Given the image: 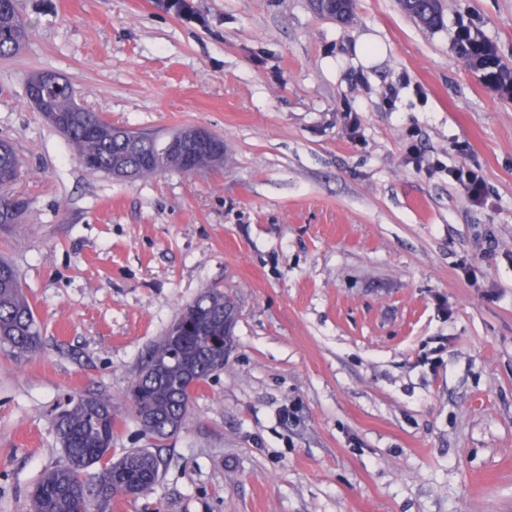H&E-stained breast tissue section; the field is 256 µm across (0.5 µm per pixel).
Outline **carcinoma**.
Returning <instances> with one entry per match:
<instances>
[{
  "label": "carcinoma",
  "instance_id": "obj_1",
  "mask_svg": "<svg viewBox=\"0 0 512 512\" xmlns=\"http://www.w3.org/2000/svg\"><path fill=\"white\" fill-rule=\"evenodd\" d=\"M400 6L416 23L435 28L443 19L441 0H402ZM30 31L19 15L15 0H0V55L18 50ZM46 119L74 146L80 164L91 172L120 176L124 165L140 177L167 169V148L154 138L135 131L136 147L112 137L113 126L95 112L81 111L72 88L51 96ZM224 156L198 149L196 172L223 165ZM0 168L21 173L22 162L14 147L0 142ZM23 203L0 195V224H16ZM197 317L177 321L151 348L147 360L157 372H139L129 393L144 434L163 439L176 433L187 418L195 389L212 373L224 368V348L214 340L233 342L224 336V311L235 304L218 288L205 290L196 300ZM40 329L15 267L0 260V343L19 357L36 351ZM56 435L63 451L31 493V512H92L97 491L149 492L160 476L159 456L148 448H130L112 456L117 415L104 397L70 396L55 409ZM100 465L98 471L87 470Z\"/></svg>",
  "mask_w": 512,
  "mask_h": 512
}]
</instances>
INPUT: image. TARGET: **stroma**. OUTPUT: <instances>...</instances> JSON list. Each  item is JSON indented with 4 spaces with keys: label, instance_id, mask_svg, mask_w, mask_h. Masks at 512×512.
I'll return each instance as SVG.
<instances>
[{
    "label": "stroma",
    "instance_id": "1",
    "mask_svg": "<svg viewBox=\"0 0 512 512\" xmlns=\"http://www.w3.org/2000/svg\"><path fill=\"white\" fill-rule=\"evenodd\" d=\"M192 5L17 0L30 38L0 56V138L25 210L0 257L41 346H0V512H29L71 395L110 399L115 451L163 459L108 512H512V98L456 42L476 27L512 69V0H443L434 29L399 0H354L348 24L309 0ZM38 72L115 125L204 127L224 163L87 171L27 99ZM458 163L483 167L485 206L449 183ZM212 287L234 345L183 427L147 438L129 387Z\"/></svg>",
    "mask_w": 512,
    "mask_h": 512
}]
</instances>
